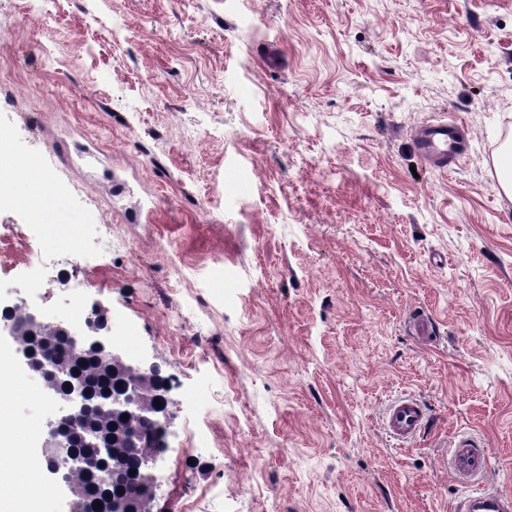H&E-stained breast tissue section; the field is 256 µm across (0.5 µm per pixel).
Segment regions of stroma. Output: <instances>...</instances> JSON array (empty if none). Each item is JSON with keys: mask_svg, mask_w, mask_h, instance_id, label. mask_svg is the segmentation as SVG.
<instances>
[{"mask_svg": "<svg viewBox=\"0 0 512 512\" xmlns=\"http://www.w3.org/2000/svg\"><path fill=\"white\" fill-rule=\"evenodd\" d=\"M439 119L470 144L435 170ZM511 138L512 0H0L7 176L52 195L0 206V306L68 317L78 279L135 333L154 512H458L455 434L512 494ZM448 122L426 123L416 133L415 140L421 157L438 168L456 164L464 155ZM429 414L426 407L411 397L399 398L386 411V426L390 434L399 440L416 437L427 425Z\"/></svg>", "mask_w": 512, "mask_h": 512, "instance_id": "obj_1", "label": "stroma"}]
</instances>
